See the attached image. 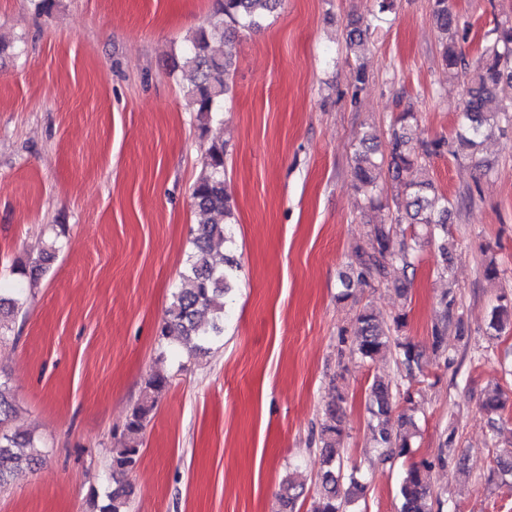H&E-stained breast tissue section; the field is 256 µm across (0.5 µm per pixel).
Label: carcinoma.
<instances>
[{"label":"carcinoma","instance_id":"1","mask_svg":"<svg viewBox=\"0 0 512 512\" xmlns=\"http://www.w3.org/2000/svg\"><path fill=\"white\" fill-rule=\"evenodd\" d=\"M280 0H220L209 24L188 36L190 48L174 68L189 76L186 95L198 115L206 120L223 110L224 96L230 90L233 62L228 53L216 48L236 30H258L262 18L273 12ZM431 17L443 34L440 44L442 61L448 74L463 77L464 102L456 139L438 138L430 141L412 136L414 113L403 112L395 121L388 155L378 152L377 136L363 133L353 152L351 176L353 187L377 206L382 172L403 185L402 194L392 198V215L388 223L374 224L368 242L357 247L349 262V275L341 280L348 289L353 283L379 287L391 283L394 264L402 268L412 266V251L420 246L421 236L413 231L426 227L427 238L436 233L448 237V218L452 209L462 200H451L437 191L426 177L427 160L442 153L454 157L479 147L486 131L496 126L500 115L512 112V105L496 99L498 85L512 81V25L495 26L492 39L483 45L474 62L466 60L459 47V39L466 38L467 25L455 10L454 0H431ZM192 198L200 221L194 230L192 250L187 256L186 271L181 287L173 295L163 323L161 335L175 336L188 354L205 350L213 338L224 334V298L232 289L238 265L220 252L228 241V226L234 218V202L227 190L224 177V143L213 142L204 157V172L195 183ZM444 322L434 326L431 347L443 354L444 336L448 320L453 318L457 299L452 291L442 296ZM23 307L22 292L16 288L13 295L0 293V315L11 314ZM393 325L365 306L356 315L357 342L352 353L362 360H372L389 347L392 329H401L405 316L397 315ZM512 325V298L503 294L499 304L490 313L488 328L499 334ZM401 363L410 368L419 363L420 352L410 341L396 344ZM168 385L167 377L154 374L147 379L140 400L128 416L123 437L112 449V472L124 474L134 469L141 456V433L158 399ZM393 392L389 384L375 380L369 388V427L374 440L383 448H391L394 436H399L398 454L410 453L409 435L401 429L412 424L408 418H393ZM345 397L338 392L327 403V420L321 427L319 443L325 469L317 486L312 512H353L352 505L363 498L366 485L355 475H349L348 487H343V457L336 445L342 434ZM488 415H495L502 407L499 390L487 393L480 404ZM17 409L5 385L0 383V487L8 478L25 448L39 447L35 436L16 426ZM432 463L425 460L410 463L399 486L400 512H442V502L433 498L428 483ZM303 486L291 476L279 485L280 512H296ZM130 491L121 483L106 494L99 512H129ZM439 510H434V507Z\"/></svg>","mask_w":512,"mask_h":512}]
</instances>
